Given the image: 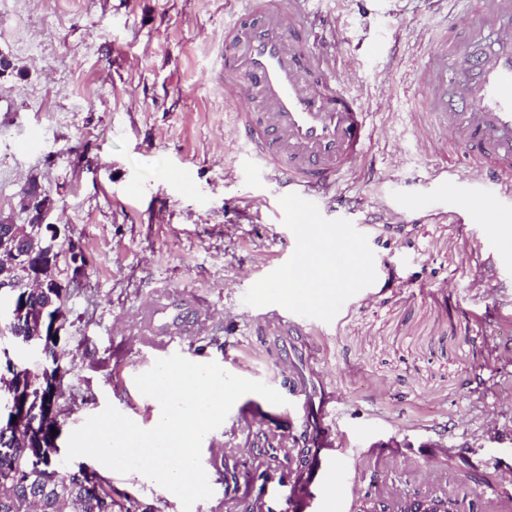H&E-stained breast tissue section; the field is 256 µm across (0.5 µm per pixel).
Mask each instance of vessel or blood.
<instances>
[{
    "label": "vessel or blood",
    "instance_id": "b4317fda",
    "mask_svg": "<svg viewBox=\"0 0 512 512\" xmlns=\"http://www.w3.org/2000/svg\"><path fill=\"white\" fill-rule=\"evenodd\" d=\"M315 0H237L224 21L219 66L227 101L248 95L234 122L241 151L254 168L275 181L294 206V220L311 221L316 204L357 170L374 134L371 114L360 97L342 85L323 50L308 46ZM460 28L431 42L428 58L416 69L422 92L415 103L431 133L427 143L443 161L436 171L450 189L456 214L481 223L507 224L512 212V0H478L464 9ZM481 172L483 189L461 181L457 166ZM215 315L208 302L163 289L146 296L129 324L140 345L161 357L205 331ZM321 311L276 317L286 358L297 336L325 320ZM294 404L304 410L310 437L307 465L287 483L260 487L263 512H349L358 493L356 473L372 452L350 457L332 436L336 396L316 373L294 368L289 383ZM292 407L270 403L240 407L238 422L267 425L287 434Z\"/></svg>",
    "mask_w": 512,
    "mask_h": 512
}]
</instances>
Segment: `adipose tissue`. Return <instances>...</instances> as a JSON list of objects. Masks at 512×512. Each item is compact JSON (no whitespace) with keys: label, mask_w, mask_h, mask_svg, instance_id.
Returning <instances> with one entry per match:
<instances>
[{"label":"adipose tissue","mask_w":512,"mask_h":512,"mask_svg":"<svg viewBox=\"0 0 512 512\" xmlns=\"http://www.w3.org/2000/svg\"><path fill=\"white\" fill-rule=\"evenodd\" d=\"M342 282L332 241L312 234L304 251L286 271L279 288L290 301L322 305Z\"/></svg>","instance_id":"1"}]
</instances>
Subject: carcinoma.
<instances>
[{
	"label": "carcinoma",
	"mask_w": 512,
	"mask_h": 512,
	"mask_svg": "<svg viewBox=\"0 0 512 512\" xmlns=\"http://www.w3.org/2000/svg\"><path fill=\"white\" fill-rule=\"evenodd\" d=\"M69 292L51 288L29 289L28 298L7 296L10 305L44 310L43 320L50 324L55 314L65 310ZM36 326L24 321L9 325L6 331L14 342L27 343L36 339L41 343V354L49 369L37 374L21 360H6V376H0V402L6 398L3 388L13 389L15 405L27 408V422L20 428L0 425V512H133L112 497V489L105 487L96 475L83 471L74 478L59 464L60 434H52L54 423L45 422L40 412L45 405L56 401L55 385L63 384L66 369L63 362L69 352L61 347L59 336L33 337ZM460 477L463 492L469 483L492 485L491 475H476L471 464L464 460L448 461Z\"/></svg>",
	"instance_id": "1"
}]
</instances>
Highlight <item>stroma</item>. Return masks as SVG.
<instances>
[{
	"mask_svg": "<svg viewBox=\"0 0 512 512\" xmlns=\"http://www.w3.org/2000/svg\"><path fill=\"white\" fill-rule=\"evenodd\" d=\"M339 77L360 87L376 133L357 175L336 188L334 207L311 227L343 238L362 284L337 290L331 322L311 331L316 366L336 393L332 431L349 453L396 446L407 464L377 461L360 477L384 496L453 493L450 454L498 473L512 461V253L478 218L459 222L425 179L439 165L424 129L407 118L414 67L455 5L427 0H321ZM225 0H0V217L23 224L21 189L35 178L65 226L58 272L71 280L65 346L69 372L58 400L59 447L88 417L114 405L142 428L150 397L135 386L152 356L123 327L139 300L160 288L208 299L214 326L183 357L216 362L282 389L283 357L248 321L282 305L272 289L289 223L273 185L238 169L234 104L213 70L224 42ZM424 199L419 210L414 200ZM87 265L73 280L70 247ZM125 348L116 359V348ZM224 470H208L212 512L225 477L248 494L259 473L279 474L263 449L239 445L234 416L210 434ZM65 469L94 471L117 500L152 512H183L179 499L138 474L80 456Z\"/></svg>",
	"mask_w": 512,
	"mask_h": 512,
	"instance_id": "1",
	"label": "stroma"
}]
</instances>
